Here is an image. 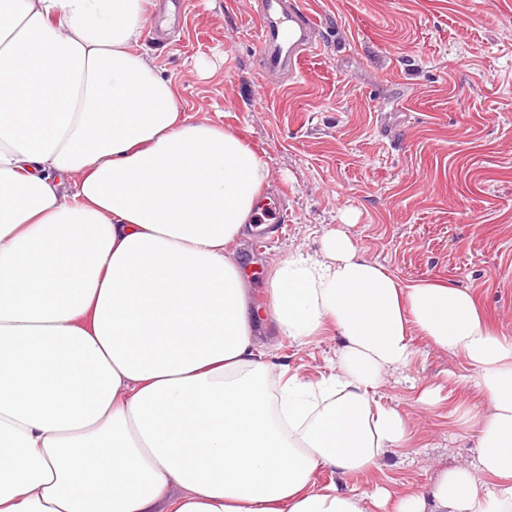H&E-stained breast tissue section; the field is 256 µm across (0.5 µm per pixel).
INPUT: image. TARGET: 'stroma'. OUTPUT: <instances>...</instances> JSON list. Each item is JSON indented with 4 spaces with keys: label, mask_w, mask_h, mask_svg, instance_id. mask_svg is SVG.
<instances>
[{
    "label": "stroma",
    "mask_w": 512,
    "mask_h": 512,
    "mask_svg": "<svg viewBox=\"0 0 512 512\" xmlns=\"http://www.w3.org/2000/svg\"><path fill=\"white\" fill-rule=\"evenodd\" d=\"M303 2L318 49L267 84L255 75V0H186L180 11L157 0L140 38L188 115L237 131L268 170L267 215L287 222L267 250L250 237L239 249L256 265L253 296L267 298L270 261L317 252L344 228L399 282L471 289L512 336V0ZM340 344L285 340L276 355L315 382ZM411 345L375 400L410 418L413 448L388 449L367 473L319 469L317 484L420 492L475 461L479 433L463 418L484 406L473 368L422 337ZM429 385L443 400L427 407Z\"/></svg>",
    "instance_id": "stroma-1"
}]
</instances>
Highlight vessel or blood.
Listing matches in <instances>:
<instances>
[{
	"mask_svg": "<svg viewBox=\"0 0 512 512\" xmlns=\"http://www.w3.org/2000/svg\"><path fill=\"white\" fill-rule=\"evenodd\" d=\"M257 22L261 81L275 73H296L316 49L319 24L301 0H258Z\"/></svg>",
	"mask_w": 512,
	"mask_h": 512,
	"instance_id": "vessel-or-blood-1",
	"label": "vessel or blood"
}]
</instances>
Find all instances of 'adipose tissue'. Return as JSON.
Wrapping results in <instances>:
<instances>
[{"label":"adipose tissue","mask_w":512,"mask_h":512,"mask_svg":"<svg viewBox=\"0 0 512 512\" xmlns=\"http://www.w3.org/2000/svg\"><path fill=\"white\" fill-rule=\"evenodd\" d=\"M146 4L0 0V512H512V336L340 229L257 302L235 248L268 171L138 50ZM269 326L336 332L335 373L266 360ZM414 333L474 369L476 462L395 500L317 485L409 447L374 394Z\"/></svg>","instance_id":"ef3b65f1"}]
</instances>
